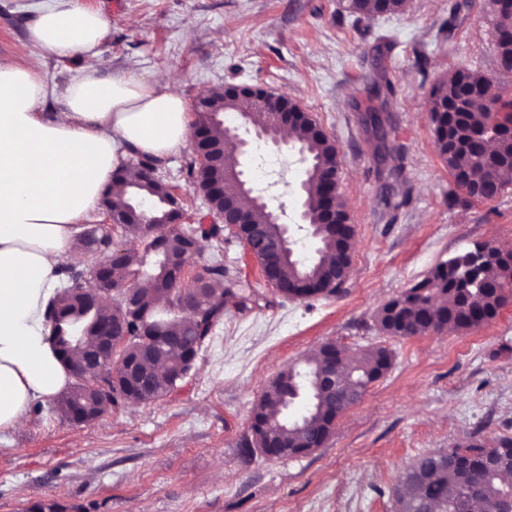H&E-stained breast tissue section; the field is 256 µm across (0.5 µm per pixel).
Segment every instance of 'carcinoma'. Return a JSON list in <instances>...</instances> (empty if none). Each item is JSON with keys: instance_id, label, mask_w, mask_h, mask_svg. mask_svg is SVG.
Returning <instances> with one entry per match:
<instances>
[{"instance_id": "carcinoma-1", "label": "carcinoma", "mask_w": 512, "mask_h": 512, "mask_svg": "<svg viewBox=\"0 0 512 512\" xmlns=\"http://www.w3.org/2000/svg\"><path fill=\"white\" fill-rule=\"evenodd\" d=\"M405 0H346L343 9L357 24L371 15H394L403 11ZM495 21L498 54L512 57V12L502 11L498 0H489ZM472 7V0H455L448 20L441 28L446 36L463 22ZM490 78L469 70L458 69L436 84L427 100L430 121L434 127L435 142L440 157L452 176L470 181L482 195L495 198L512 186V134L505 132L484 143L474 138L483 126V118L474 115V107L482 100L469 95V89L480 87L486 97L491 96ZM366 110L385 112L394 101L396 88L384 71L376 72L369 89ZM240 111L239 99L224 94V86L209 92L203 106L196 107L194 128L204 130L208 138L202 148L210 155L212 164L199 166L197 160L187 164L189 185L204 190L210 184H224V189L209 200V208L226 207L250 213L257 225V233L266 247L278 246L283 234L280 225L269 221L267 215L253 201L243 195L237 182L224 172L232 169L233 157L224 151V135L216 136L213 113L225 115ZM296 141L302 149L309 186L305 201L307 209L324 221L321 193L327 176L337 168V149L324 132H315L311 123L294 127ZM157 159L135 153L131 167L137 176L128 181V197L113 203L118 209L129 204H142L159 226L165 219L168 202L177 186L153 175ZM123 235L135 240L138 248L127 252L118 267L114 286L122 289L131 285H162L165 304L159 307L140 302L134 312L109 308V298L90 295L84 291L85 271L67 266L53 298L48 304L45 318L50 341L65 359L74 353L90 355L96 349L95 336L102 319L112 314L124 321L128 340L115 355V361L139 359L140 329L144 322L160 326L166 331L165 343L147 353V362L160 365L163 370L143 377L133 391L127 390L121 377L101 378L97 375L75 379L69 391L57 400L61 417L69 420L80 416V408L100 405L111 406L131 402L158 400L176 389L182 378L179 364L185 354L197 355L202 344L211 339L224 316L220 306L224 303V265L208 266V282L201 292L203 316L199 321L186 323L176 318L167 303L169 291L181 288V280L167 269L164 256L183 248L182 229L171 227L167 234L149 238L142 224L120 225ZM318 256L303 263L288 256L280 258L275 278L280 286L303 285L310 294L326 296L336 294L340 286L331 285L332 274H341L349 265L352 238L341 240L328 233L317 238ZM84 253L111 250V238L97 224L88 225L78 238ZM502 249L492 252L480 276L481 287L468 286L458 280L456 272L445 264L436 266L430 274L413 284L396 298L382 305L378 311L381 330L390 336L409 337L432 325L438 329L465 330L494 318L512 298V258L501 256ZM340 354L332 343L323 345L317 354L299 367L288 368V389L268 387L252 408L254 445H278V451L319 448L328 439L335 419L348 409V403L360 401L368 385L379 379L391 366V354L383 348H369L357 358L346 362L349 372V400L341 396L332 399L320 386V377L333 365L332 359ZM307 400V411L301 417L288 416L286 405L298 399ZM508 459L512 457V439L503 438L490 447L472 445L452 448L435 455L426 454L413 462L399 480L396 493L398 512H506L512 505V479L505 473H496L482 467L478 458Z\"/></svg>"}]
</instances>
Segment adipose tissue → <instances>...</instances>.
<instances>
[{
  "mask_svg": "<svg viewBox=\"0 0 512 512\" xmlns=\"http://www.w3.org/2000/svg\"><path fill=\"white\" fill-rule=\"evenodd\" d=\"M101 13L80 0H51L27 29L32 54L80 59L65 108L39 106L45 84L32 69L0 63V429L25 422L30 402L71 381L49 340L44 309L72 261L81 221L104 198L124 197L114 174L135 152L165 158L189 133L183 99L166 80L104 76Z\"/></svg>",
  "mask_w": 512,
  "mask_h": 512,
  "instance_id": "obj_1",
  "label": "adipose tissue"
}]
</instances>
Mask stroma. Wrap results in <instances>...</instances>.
Listing matches in <instances>:
<instances>
[{"mask_svg":"<svg viewBox=\"0 0 512 512\" xmlns=\"http://www.w3.org/2000/svg\"><path fill=\"white\" fill-rule=\"evenodd\" d=\"M49 0H0V62L38 72L42 111L79 59L31 55L26 27ZM107 21L98 48L104 72L173 75L186 106L235 83L299 103L333 140L339 192L354 229L339 294L290 299L270 287L242 240L224 235L192 266L222 261L225 287L253 293L226 303L210 341L179 386L162 399L108 408L89 425L33 401L23 427L0 431V512L54 504L58 512H397L404 470L427 453L512 438V301L480 326L422 336L382 332L378 309L439 263L479 244L512 248V187L491 201L452 205L455 186L437 151L429 90L457 69L489 77L512 98V72L497 65L494 18L473 0L450 39L440 28L450 0H408L402 13L353 24L340 0H81ZM218 31L222 48L205 37ZM383 61L395 84L391 138L403 171L388 181L358 105ZM193 142L160 160L176 184L187 223L215 217L185 183ZM254 194L296 223L293 189L305 166L293 151L253 142L243 159ZM401 200L384 207L383 190ZM333 342L346 355L388 349L392 365L309 453L266 458L251 447V409L296 361Z\"/></svg>","mask_w":512,"mask_h":512,"instance_id":"obj_1","label":"stroma"}]
</instances>
